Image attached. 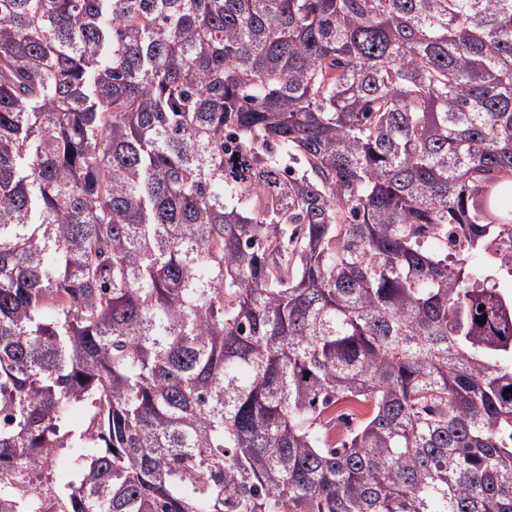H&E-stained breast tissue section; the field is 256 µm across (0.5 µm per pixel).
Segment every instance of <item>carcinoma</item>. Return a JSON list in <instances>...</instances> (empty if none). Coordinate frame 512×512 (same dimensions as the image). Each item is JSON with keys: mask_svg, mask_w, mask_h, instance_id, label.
<instances>
[{"mask_svg": "<svg viewBox=\"0 0 512 512\" xmlns=\"http://www.w3.org/2000/svg\"><path fill=\"white\" fill-rule=\"evenodd\" d=\"M510 198L512 0H0V512H512ZM485 260L504 282H512V229L498 236L486 249ZM503 282V283H504ZM85 460L78 457L76 448H69L66 445L54 448L51 456L36 469V484L61 495L69 483L77 480L76 476L80 474Z\"/></svg>", "mask_w": 512, "mask_h": 512, "instance_id": "carcinoma-1", "label": "carcinoma"}]
</instances>
